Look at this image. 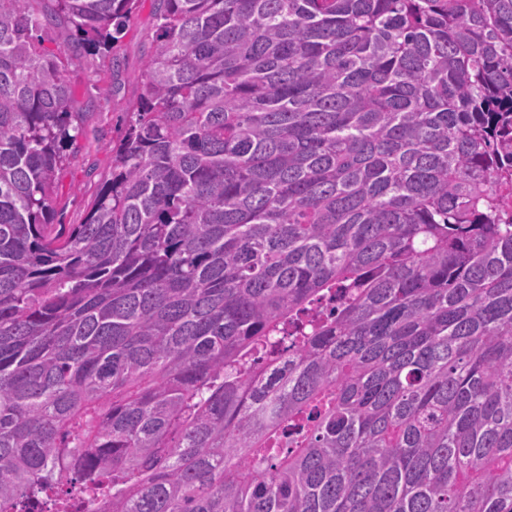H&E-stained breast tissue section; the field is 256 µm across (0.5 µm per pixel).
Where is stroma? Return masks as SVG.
<instances>
[{"instance_id":"35a3bbf8","label":"stroma","mask_w":512,"mask_h":512,"mask_svg":"<svg viewBox=\"0 0 512 512\" xmlns=\"http://www.w3.org/2000/svg\"><path fill=\"white\" fill-rule=\"evenodd\" d=\"M155 25L153 0H141L134 24L117 49L122 61L117 76L111 58L92 56L80 48L70 25L62 22L53 29L55 45L74 58L71 107L83 115L77 147L67 153L58 175L54 223H84L107 179L112 147L130 120L127 105L139 93V77L153 51Z\"/></svg>"}]
</instances>
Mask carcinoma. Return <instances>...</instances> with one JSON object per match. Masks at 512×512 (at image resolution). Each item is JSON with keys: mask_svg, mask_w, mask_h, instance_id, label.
I'll list each match as a JSON object with an SVG mask.
<instances>
[{"mask_svg": "<svg viewBox=\"0 0 512 512\" xmlns=\"http://www.w3.org/2000/svg\"><path fill=\"white\" fill-rule=\"evenodd\" d=\"M138 2L0 0V512H512V0H154L55 231ZM153 4V0L139 3L134 25L119 43V88L113 80L112 51L106 58L85 53L66 23H59L52 31L54 42L47 45L59 46L74 58L71 107L74 112H84L77 148L67 151L58 175L53 224L84 223L93 199L108 178L112 146L120 140L131 118L125 113L127 105L139 93V77L153 51Z\"/></svg>", "mask_w": 512, "mask_h": 512, "instance_id": "cac0c4a2", "label": "carcinoma"}]
</instances>
